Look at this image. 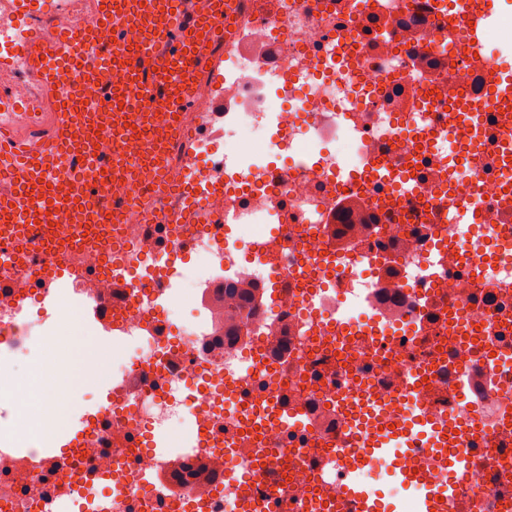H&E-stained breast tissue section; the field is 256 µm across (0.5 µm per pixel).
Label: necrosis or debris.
<instances>
[{
	"instance_id": "necrosis-or-debris-1",
	"label": "necrosis or debris",
	"mask_w": 512,
	"mask_h": 512,
	"mask_svg": "<svg viewBox=\"0 0 512 512\" xmlns=\"http://www.w3.org/2000/svg\"><path fill=\"white\" fill-rule=\"evenodd\" d=\"M371 2L357 19L349 0H244L236 24L253 55L217 44L223 80L216 88L200 81L182 115L186 127L209 137L171 152L166 191L147 175L99 183L104 199L124 203L123 221L113 225L111 243L61 257L85 275L53 318L67 361L44 407L79 412L77 383L97 377L103 345L78 313L109 298L121 274L134 296L103 327L117 344L104 403L110 419L87 422L70 455L21 447L32 388L0 375V404L14 410L0 420V512H49L48 468L63 470L78 512H241L242 500L266 485L265 458L289 505L320 512L343 493L337 459L366 452L355 428L370 418L400 430L414 415L448 432L449 447L465 440L474 459L448 512H512V224L501 216L500 169L511 117L483 106L485 72L512 51V35L493 51L470 53L466 16L487 0L463 7L445 0L428 38L448 52L426 70L412 54L426 4ZM93 5L30 0L20 9L0 0V93L10 111L52 110L17 62L32 26L85 29ZM217 93L232 107L219 135L211 132ZM467 113L481 125L479 140L469 136ZM160 136L101 138L96 164L110 165L117 150L144 161ZM370 159L388 179L369 176ZM276 167L282 177L268 184L265 174ZM410 177L418 184L407 199L399 183ZM345 193L370 199L377 211L341 248L334 230L346 221ZM455 196L472 197L476 215L466 224L432 223L433 210ZM195 204L194 223L144 234L145 206L178 213ZM0 264L15 282L0 293V351L14 357L51 318L41 310L27 316L32 273L17 252L0 250ZM388 266L394 275H384ZM190 267L224 269L269 299L218 305L211 315L218 333L189 317L173 336H154L153 290L165 285L168 302L191 307ZM227 328L234 341H225ZM284 406L302 413L304 424H276ZM185 421L194 433L188 446L154 449L157 433ZM409 446L416 489L447 482V466L424 437ZM201 455L211 467L207 482L155 497L151 473ZM90 472L99 476L91 486Z\"/></svg>"
}]
</instances>
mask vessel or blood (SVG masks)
<instances>
[{"label": "vessel or blood", "mask_w": 512, "mask_h": 512, "mask_svg": "<svg viewBox=\"0 0 512 512\" xmlns=\"http://www.w3.org/2000/svg\"><path fill=\"white\" fill-rule=\"evenodd\" d=\"M96 22L121 28L139 26L145 33V50L112 49V101L109 112L89 109L76 91L77 84L93 83L101 71L90 63L80 62L79 45L89 42L92 30L63 33L53 39L35 41L28 55V70L52 91L58 107L51 114L50 130L40 140L17 136L11 113L0 114V179L12 182L15 192L0 199V246L10 247L26 239L30 252L50 253L55 239L48 224V201L54 192L50 187L54 170L65 161L92 160L98 132L121 137L127 131L142 132L151 125L162 124L166 136L180 130L175 118L182 106L190 105L192 78L210 60L208 45L217 40L232 43L236 35L231 29L239 0H214V12L205 16L194 8V0H98ZM491 91L489 106L512 103V73L495 69L487 74ZM161 176L159 151H152L145 167L130 166L116 158L113 173L134 177L141 170ZM68 207L77 210L78 220L70 233L73 245H81L87 235L102 234L95 216L101 204L86 183H79ZM469 464L464 452H457L448 463V484L426 493L419 512H434L440 499L455 498L459 477ZM346 512H379V504L359 480L358 470L347 476Z\"/></svg>", "instance_id": "1"}]
</instances>
